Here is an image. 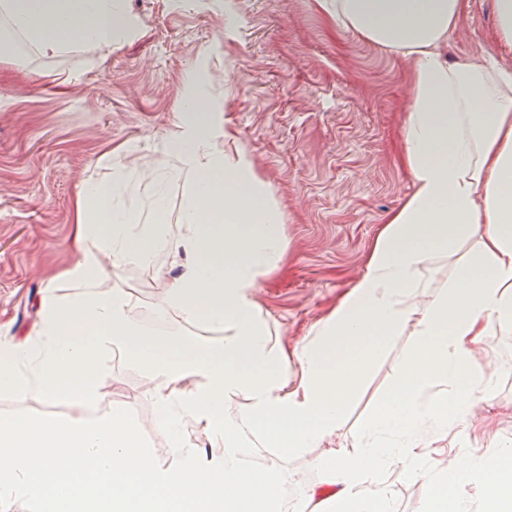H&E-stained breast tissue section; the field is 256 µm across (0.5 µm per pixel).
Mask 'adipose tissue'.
<instances>
[{
  "label": "adipose tissue",
  "mask_w": 512,
  "mask_h": 512,
  "mask_svg": "<svg viewBox=\"0 0 512 512\" xmlns=\"http://www.w3.org/2000/svg\"><path fill=\"white\" fill-rule=\"evenodd\" d=\"M313 8L411 61L401 136L412 191L386 217L361 275L293 351L271 342L258 285L288 252L283 217L216 103L187 85L183 117L163 141L177 160L169 179L187 188L178 235L159 221L163 193L147 215L115 203L124 173L79 187L73 260L46 282L34 340L0 348L1 393L80 410L67 422L0 417L1 508L21 492L33 512H288L283 473L253 464L245 444L289 455L318 447L411 321L410 360L363 429L314 460L329 491L313 512H398L394 474L424 482L423 512H512V448L441 467L432 457L475 436L473 408L493 400L500 369L482 338L492 324L512 325V68L449 60L463 0ZM0 20L43 56L84 45L107 55L136 30L124 0H0ZM162 248L181 272L157 315L218 327L219 342L149 335L125 292L99 289L106 266L145 264ZM448 257L447 284L430 287L426 268ZM61 280L74 289L64 301L54 293ZM111 356L160 378L153 422L169 436L173 464L155 459L130 415L101 411Z\"/></svg>",
  "instance_id": "adipose-tissue-1"
}]
</instances>
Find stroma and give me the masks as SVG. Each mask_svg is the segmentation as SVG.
I'll use <instances>...</instances> for the list:
<instances>
[{"mask_svg":"<svg viewBox=\"0 0 512 512\" xmlns=\"http://www.w3.org/2000/svg\"><path fill=\"white\" fill-rule=\"evenodd\" d=\"M137 20L133 36L108 56L91 45L56 58L29 52L28 75L0 64V344L24 338L39 317L42 271L71 259V208L78 184H109L104 145L136 188L125 204L149 211L156 190L176 227L185 187L143 179L176 165L162 136L180 118L183 83L197 78L222 106L238 142L253 160L283 215L290 242L286 267L260 282L259 298L275 342L295 344L363 270L383 219L403 203L411 180L399 162V112L409 96L407 58L381 50L317 15L312 0H125ZM497 56L493 0H464L460 25L448 36V57ZM177 269L165 252L148 265L106 268L100 286L129 293L134 313L152 333L171 328L204 343L212 326L155 317ZM503 365L492 404L475 407L487 426L464 444L482 454L491 442L512 443V326L492 324L483 339ZM413 329L394 336L334 438L289 456L255 448L257 462L284 473L293 508L317 481L312 459L352 441L408 360ZM145 372L113 357L102 388L105 410H125L144 427L153 456L170 462L169 437L153 424ZM26 412L68 420L66 402L0 393V416Z\"/></svg>","mask_w":512,"mask_h":512,"instance_id":"35a3bbf8","label":"stroma"}]
</instances>
